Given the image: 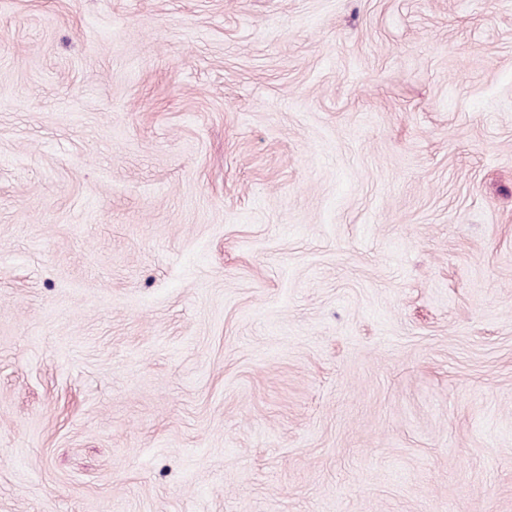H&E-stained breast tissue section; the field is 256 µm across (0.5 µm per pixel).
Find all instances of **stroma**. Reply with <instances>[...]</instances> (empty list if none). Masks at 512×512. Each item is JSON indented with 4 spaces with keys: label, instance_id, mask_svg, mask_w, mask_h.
Instances as JSON below:
<instances>
[{
    "label": "stroma",
    "instance_id": "1",
    "mask_svg": "<svg viewBox=\"0 0 512 512\" xmlns=\"http://www.w3.org/2000/svg\"><path fill=\"white\" fill-rule=\"evenodd\" d=\"M0 512H512V0H0Z\"/></svg>",
    "mask_w": 512,
    "mask_h": 512
}]
</instances>
